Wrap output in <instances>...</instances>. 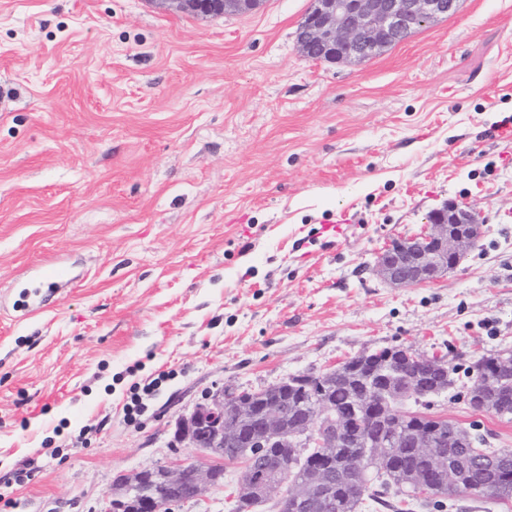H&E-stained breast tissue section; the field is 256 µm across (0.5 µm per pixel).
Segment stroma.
<instances>
[{
	"label": "stroma",
	"instance_id": "stroma-1",
	"mask_svg": "<svg viewBox=\"0 0 512 512\" xmlns=\"http://www.w3.org/2000/svg\"><path fill=\"white\" fill-rule=\"evenodd\" d=\"M313 5L0 0V289L51 259L77 277L31 320L0 312V512H100L117 474L199 459L176 422L216 386L396 345L456 365L430 413L512 449V415L465 399L467 368L512 350V0L361 62L301 55ZM451 203L484 223L460 267L380 279L389 240ZM239 474L172 512H231ZM182 12L193 15H223L228 12L247 13L259 7L261 0H168ZM161 378H155L151 382L144 384L142 387L136 384L132 387L134 391L130 397V403L126 404V416L128 419L133 420L136 416L140 415L144 410L143 395L150 396L156 390Z\"/></svg>",
	"mask_w": 512,
	"mask_h": 512
}]
</instances>
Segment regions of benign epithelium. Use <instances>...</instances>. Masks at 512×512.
Masks as SVG:
<instances>
[{
	"label": "benign epithelium",
	"mask_w": 512,
	"mask_h": 512,
	"mask_svg": "<svg viewBox=\"0 0 512 512\" xmlns=\"http://www.w3.org/2000/svg\"><path fill=\"white\" fill-rule=\"evenodd\" d=\"M181 11L193 15H223L228 12L247 13L259 7L261 0H173ZM460 0H317L314 9L302 22L298 45L308 59L364 60L388 48L414 31L428 26L440 17L459 9ZM483 222L479 213L468 207L447 204L426 217L421 232L394 238L379 253L376 274L396 288H408L434 282L455 270L475 247L482 235ZM418 364L430 374L446 382L451 376L447 361L422 358ZM476 390L471 405L485 407V388L490 374L481 361L472 368ZM402 382L390 383L382 389L366 385L359 400L385 417L394 413L393 402L401 393ZM322 417L308 416L293 425L288 424L280 403L270 404L260 427L251 437L252 450L272 446L286 448L302 438L307 446L328 456L344 447L348 431L360 426L357 407L347 417L328 411L323 401ZM253 418V400L249 393L228 391L217 386L208 392L190 414L177 421L179 438L191 448H201L207 458L224 459V449L239 442L240 434ZM420 449L419 465L410 470L414 482L430 489L437 476L454 477L451 455L439 451L434 431L415 438ZM288 471V460H281L272 473L243 474L237 498L253 504L263 500H278L290 505L292 512H332L335 501L329 496V483L336 477L324 469L311 466L305 481L285 488L280 475ZM218 485L217 476L207 462L179 461L137 472L118 475L113 482L112 497L101 512H171L180 501L201 497Z\"/></svg>",
	"instance_id": "obj_1"
}]
</instances>
